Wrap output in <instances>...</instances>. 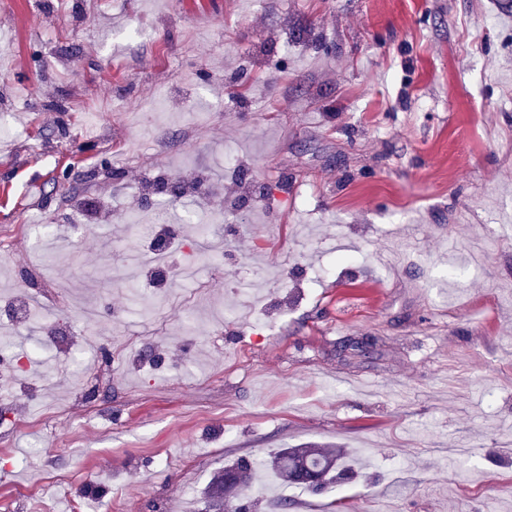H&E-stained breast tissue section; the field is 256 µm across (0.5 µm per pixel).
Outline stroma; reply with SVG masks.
Instances as JSON below:
<instances>
[{
  "label": "stroma",
  "instance_id": "obj_1",
  "mask_svg": "<svg viewBox=\"0 0 512 512\" xmlns=\"http://www.w3.org/2000/svg\"><path fill=\"white\" fill-rule=\"evenodd\" d=\"M2 113L0 301L30 320L0 311V512H203L225 463L295 446L356 475H263L231 507L512 512V11L0 0ZM158 173L232 202L147 193ZM149 205L197 275L142 313ZM354 472L353 460L339 449L280 448L267 472L282 485H295L319 494Z\"/></svg>",
  "mask_w": 512,
  "mask_h": 512
}]
</instances>
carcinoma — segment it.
Listing matches in <instances>:
<instances>
[{
    "instance_id": "obj_1",
    "label": "carcinoma",
    "mask_w": 512,
    "mask_h": 512,
    "mask_svg": "<svg viewBox=\"0 0 512 512\" xmlns=\"http://www.w3.org/2000/svg\"><path fill=\"white\" fill-rule=\"evenodd\" d=\"M353 472V460L346 452L303 447L279 449L268 475L282 485H295L319 494L329 485L350 478ZM256 473L255 466L247 460L217 472L206 490L207 510L223 512L226 499L248 490Z\"/></svg>"
}]
</instances>
